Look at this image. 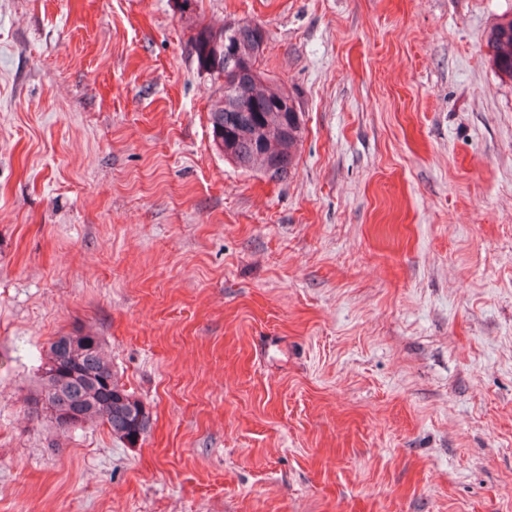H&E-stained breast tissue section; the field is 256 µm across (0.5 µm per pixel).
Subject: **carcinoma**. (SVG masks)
Returning a JSON list of instances; mask_svg holds the SVG:
<instances>
[{
    "mask_svg": "<svg viewBox=\"0 0 512 512\" xmlns=\"http://www.w3.org/2000/svg\"><path fill=\"white\" fill-rule=\"evenodd\" d=\"M237 35L242 55L251 65H258L259 59L251 57V29L244 26ZM486 46L497 70L512 79V17L491 29ZM191 53L199 70L214 80L224 78V31L197 30L191 37ZM281 96L279 91L259 100L256 108L243 110L233 103V92L222 90L209 112L216 148L228 151L230 160L247 170H261L271 151L293 163L303 120L299 112L279 111ZM45 363L59 364L62 369L51 378H40L31 400L51 392L60 404L80 414L84 423L108 427L112 436L124 444H136L150 428V412L120 383L101 337L91 333L77 334L70 340L58 336L50 343Z\"/></svg>",
    "mask_w": 512,
    "mask_h": 512,
    "instance_id": "1",
    "label": "carcinoma"
}]
</instances>
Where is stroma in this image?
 Wrapping results in <instances>:
<instances>
[{"label":"stroma","instance_id":"1","mask_svg":"<svg viewBox=\"0 0 512 512\" xmlns=\"http://www.w3.org/2000/svg\"><path fill=\"white\" fill-rule=\"evenodd\" d=\"M0 0V512H512V0ZM303 132L225 159L190 39ZM101 336L135 446L30 413ZM486 46L497 70L512 79V17L491 29ZM247 26L253 30L254 36ZM236 31L242 55L247 59L240 55L239 45L233 40ZM253 40L257 51L265 50L268 41L267 31L262 25L253 21L229 23L219 32L200 28L191 37V53L200 71L205 72L215 81L224 79L226 87L230 89L240 84H271L260 77L248 64L250 62L252 66L259 69L260 58L252 59L250 54ZM224 59L228 64L236 63L233 71H227L230 74L228 79L224 77V71L227 68ZM244 75L249 78L241 80ZM225 84L222 85V95L209 112L212 139L216 148L225 154V144L228 149L226 154L230 158L228 160L242 169L255 171H261L266 155L270 151L283 154L285 157L280 154H270L263 168L268 177L287 163L290 168L301 142L303 123L302 115L297 111L294 100L290 98L282 101L280 112L278 105L281 101L280 97H284V94L275 88L277 95L260 99L254 109L243 110L233 102V92H228ZM230 102L234 104H227ZM288 108L293 112H288ZM288 168H284L274 178L278 180L285 178L288 175Z\"/></svg>","mask_w":512,"mask_h":512}]
</instances>
